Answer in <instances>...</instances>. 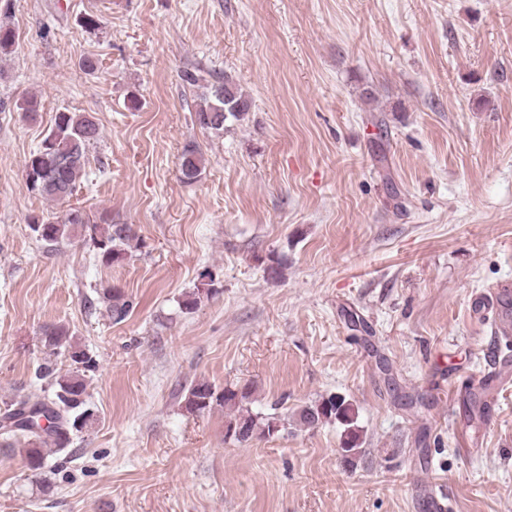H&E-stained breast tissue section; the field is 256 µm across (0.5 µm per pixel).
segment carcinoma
Wrapping results in <instances>:
<instances>
[{
  "mask_svg": "<svg viewBox=\"0 0 512 512\" xmlns=\"http://www.w3.org/2000/svg\"><path fill=\"white\" fill-rule=\"evenodd\" d=\"M248 111V99L226 77L211 84L203 93L195 117L201 128L219 131L224 128L227 116L241 118ZM98 137L99 124L92 114L57 113L43 146L29 157L25 165L29 189L51 202L69 199L85 173L89 146ZM206 164L200 148L194 144L186 145L180 159L181 178L187 182L197 180ZM29 228L37 241L49 247L71 239L82 228L89 232L102 260L107 263L122 260L136 240L131 225L114 224L108 216L101 217L100 223L92 224L82 211L75 208L67 210L61 217L34 219ZM102 300L106 303L108 317L115 324L125 321L133 310V301L120 288L105 289ZM42 336L44 347L52 355L64 354L73 366L72 371L60 375L47 363L39 365L35 375L45 381L48 394L5 402L0 410V436L4 439V446L24 444L29 470L35 474L45 467L47 455L68 449L73 435L95 422V413L86 399V377L87 373L96 370V359L73 339L69 328L62 324L44 327ZM250 396L251 391L247 388L226 387L218 391L207 382H197L189 387L186 404L194 412L208 411L215 405L233 410L225 436L240 444L278 435L284 429L281 418L275 414L252 412L244 406ZM354 418L351 404L336 395L307 405L298 413L299 421L310 427L332 419L351 426Z\"/></svg>",
  "mask_w": 512,
  "mask_h": 512,
  "instance_id": "cac0c4a2",
  "label": "carcinoma"
}]
</instances>
